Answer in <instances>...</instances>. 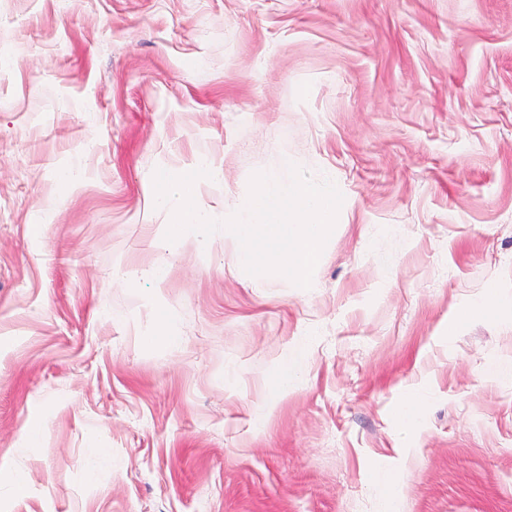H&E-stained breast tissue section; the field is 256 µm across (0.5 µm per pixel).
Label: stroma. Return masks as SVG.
I'll list each match as a JSON object with an SVG mask.
<instances>
[{
	"label": "stroma",
	"instance_id": "35a3bbf8",
	"mask_svg": "<svg viewBox=\"0 0 512 512\" xmlns=\"http://www.w3.org/2000/svg\"><path fill=\"white\" fill-rule=\"evenodd\" d=\"M0 44V512H375L382 466L512 512V0H0ZM285 156L344 197L314 288L165 241L156 169L223 219ZM307 342L297 343L289 355L274 368L272 386L278 394H288L303 377L306 369Z\"/></svg>",
	"mask_w": 512,
	"mask_h": 512
}]
</instances>
